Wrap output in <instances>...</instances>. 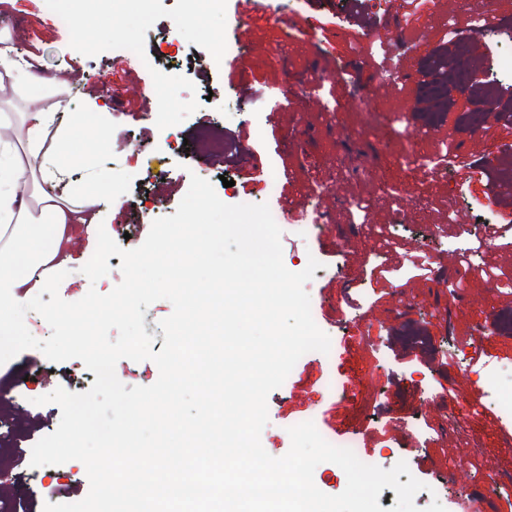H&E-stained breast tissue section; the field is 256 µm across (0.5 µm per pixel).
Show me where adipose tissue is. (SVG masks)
<instances>
[{
	"label": "adipose tissue",
	"mask_w": 512,
	"mask_h": 512,
	"mask_svg": "<svg viewBox=\"0 0 512 512\" xmlns=\"http://www.w3.org/2000/svg\"><path fill=\"white\" fill-rule=\"evenodd\" d=\"M20 86L32 97L48 91L27 59L0 48V95ZM107 139L102 131L88 133L84 114L62 123L56 113L29 108L21 114V148L0 146V356L12 349L44 289L60 287L73 263L69 225L101 221L94 209L97 185L77 186L71 196L55 193L51 183L72 166L88 164Z\"/></svg>",
	"instance_id": "1"
}]
</instances>
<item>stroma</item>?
<instances>
[{"instance_id": "35a3bbf8", "label": "stroma", "mask_w": 512, "mask_h": 512, "mask_svg": "<svg viewBox=\"0 0 512 512\" xmlns=\"http://www.w3.org/2000/svg\"><path fill=\"white\" fill-rule=\"evenodd\" d=\"M45 0H25L26 21L0 0V32L15 52L31 56L41 76L64 80L63 95L39 105L60 112H106L111 149L75 177L114 175L120 195L102 186L97 208L107 233L125 250L139 247L155 219L175 214L191 176L209 181L219 199H248L296 215L319 209L316 233L281 227L282 260L292 272L309 259L322 276L306 283L311 313L331 340L329 353H307L267 398L261 434L274 457L291 445L289 427L313 422L330 444L355 445L382 469L406 461L425 483L416 507L433 491L449 492L447 512H461L449 461L482 481L474 512H512V430L492 399L479 408L459 401L466 370H494L498 392H512V336L494 333L499 312L512 311V193L493 191L512 171V75L499 65L512 47V0H486L493 23L473 29L448 0H301L297 27L283 36L274 22L242 25L237 0L209 14L204 28L177 29L183 0H126L102 6L97 55L74 27L44 21ZM411 19L414 35L384 44L375 31ZM455 23L456 35L443 31ZM231 50L219 70L192 67L215 51L213 35ZM154 59H126V40ZM466 43L472 88L451 96L430 124L422 85L445 80L433 59L456 58ZM496 83L501 103L494 138L464 127V113L483 108L478 90ZM224 133L214 156L201 125ZM455 144L446 155V144ZM498 158L486 169V155ZM231 187H224V179ZM268 195H258L263 183ZM452 267H445V260ZM81 360H48L27 349L0 365V428L22 424L23 449L0 497L27 512L82 500L90 484L84 464H30L33 445L59 426L58 405L37 404L56 388L74 391Z\"/></svg>"}]
</instances>
